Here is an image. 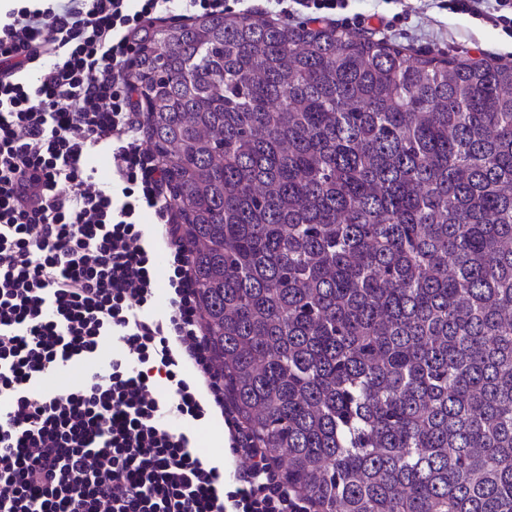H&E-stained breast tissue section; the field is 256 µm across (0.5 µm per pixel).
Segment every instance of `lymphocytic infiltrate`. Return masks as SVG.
Here are the masks:
<instances>
[{
	"mask_svg": "<svg viewBox=\"0 0 512 512\" xmlns=\"http://www.w3.org/2000/svg\"><path fill=\"white\" fill-rule=\"evenodd\" d=\"M440 6L512 33V0ZM222 10L0 0V512H311L234 415L128 76L159 15ZM72 361L82 379L46 388ZM213 405L229 434L217 464L190 432Z\"/></svg>",
	"mask_w": 512,
	"mask_h": 512,
	"instance_id": "1",
	"label": "lymphocytic infiltrate"
}]
</instances>
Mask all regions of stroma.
I'll use <instances>...</instances> for the list:
<instances>
[{
    "mask_svg": "<svg viewBox=\"0 0 512 512\" xmlns=\"http://www.w3.org/2000/svg\"><path fill=\"white\" fill-rule=\"evenodd\" d=\"M346 16L366 20L372 39L473 62L512 63V35L472 17L440 9L438 0H345Z\"/></svg>",
    "mask_w": 512,
    "mask_h": 512,
    "instance_id": "obj_1",
    "label": "stroma"
}]
</instances>
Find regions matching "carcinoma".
Returning a JSON list of instances; mask_svg holds the SVG:
<instances>
[{
  "label": "carcinoma",
  "instance_id": "carcinoma-1",
  "mask_svg": "<svg viewBox=\"0 0 512 512\" xmlns=\"http://www.w3.org/2000/svg\"><path fill=\"white\" fill-rule=\"evenodd\" d=\"M247 432L320 512H512V64L222 13L129 74Z\"/></svg>",
  "mask_w": 512,
  "mask_h": 512
}]
</instances>
